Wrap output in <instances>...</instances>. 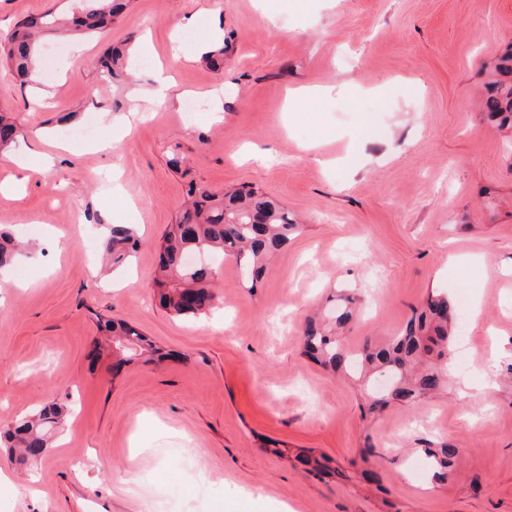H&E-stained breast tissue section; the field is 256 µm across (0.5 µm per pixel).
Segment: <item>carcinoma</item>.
<instances>
[{
	"label": "carcinoma",
	"mask_w": 512,
	"mask_h": 512,
	"mask_svg": "<svg viewBox=\"0 0 512 512\" xmlns=\"http://www.w3.org/2000/svg\"><path fill=\"white\" fill-rule=\"evenodd\" d=\"M125 7L123 0H87L80 14L70 18L48 11L37 21L26 20L0 45V61L26 80L34 64V31L89 35L111 24ZM122 67L123 52L109 46L100 55L97 69L114 79L122 75ZM495 72L500 79L490 84L482 118L500 129L512 130V52L499 59ZM22 134V127L0 113V154ZM255 215L262 217L263 223H252ZM301 230L285 206L259 189L242 187L217 192L190 188L185 210L168 225L159 244V274L154 283L160 306L177 316L210 311L216 302L210 282L217 259L235 256L242 278L252 282L261 275L268 258ZM138 244L134 228L112 227L102 244L105 263L119 267L129 262ZM25 251V245L11 232L0 231V268L12 265ZM350 304L351 298L342 297L336 315L311 321L304 348L326 367L335 368L357 359L353 372L371 400L370 408H384L391 403L405 405L435 393L445 384L442 364L452 352L453 341L448 298L430 300L429 310L416 314L404 331L388 341L346 355L339 346L336 329L349 317ZM105 328L112 333L106 352L119 358L118 365L128 364L136 357H163L161 349L148 342L136 327L108 321ZM375 374L389 375L390 384L382 388L371 385ZM67 415V405L51 402L5 429L3 439L19 452L18 463L26 466L50 447Z\"/></svg>",
	"instance_id": "obj_1"
}]
</instances>
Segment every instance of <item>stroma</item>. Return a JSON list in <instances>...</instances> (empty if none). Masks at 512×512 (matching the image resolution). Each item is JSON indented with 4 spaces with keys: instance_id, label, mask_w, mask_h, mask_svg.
Returning <instances> with one entry per match:
<instances>
[{
    "instance_id": "stroma-1",
    "label": "stroma",
    "mask_w": 512,
    "mask_h": 512,
    "mask_svg": "<svg viewBox=\"0 0 512 512\" xmlns=\"http://www.w3.org/2000/svg\"><path fill=\"white\" fill-rule=\"evenodd\" d=\"M76 7L0 0V37ZM217 27L214 70L194 51ZM109 43L132 48L116 80L96 70ZM84 44L40 41L54 90L41 107L0 69V110L26 128L0 155V226L40 228L38 255L12 268L19 288L0 292V428L70 408L38 464L0 447V470L28 488L0 486V512H512V158L481 119L512 0H283L272 23L258 0H130ZM160 67L177 106L143 102L145 121L125 128L133 85ZM44 152L49 170L21 169ZM193 184L258 188L304 228L256 285L218 263L216 309L183 318L153 279ZM104 224L141 239L106 276ZM439 293L469 334L439 394L372 412L345 371L303 351L308 317L338 295L358 310L338 333L355 352ZM100 314L167 358L113 372L95 356ZM486 373L490 397L465 395ZM444 443L461 456L442 479L426 451Z\"/></svg>"
}]
</instances>
